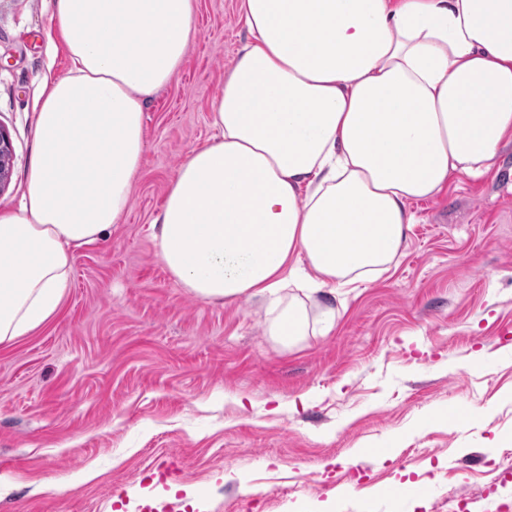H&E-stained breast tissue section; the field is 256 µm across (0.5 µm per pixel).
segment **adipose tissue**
Instances as JSON below:
<instances>
[{
	"label": "adipose tissue",
	"instance_id": "obj_1",
	"mask_svg": "<svg viewBox=\"0 0 512 512\" xmlns=\"http://www.w3.org/2000/svg\"><path fill=\"white\" fill-rule=\"evenodd\" d=\"M195 0H55L72 62L37 105L18 207L0 209V345L58 309L74 249L129 207L148 100L195 33ZM251 43L158 218V257L208 302L266 305L282 349L387 272L409 201L489 172L512 141V0H243Z\"/></svg>",
	"mask_w": 512,
	"mask_h": 512
}]
</instances>
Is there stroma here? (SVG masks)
<instances>
[{
  "instance_id": "stroma-1",
  "label": "stroma",
  "mask_w": 512,
  "mask_h": 512,
  "mask_svg": "<svg viewBox=\"0 0 512 512\" xmlns=\"http://www.w3.org/2000/svg\"><path fill=\"white\" fill-rule=\"evenodd\" d=\"M241 0H197L174 81L149 102L129 208L72 257L58 311L0 345V512H469L512 505V143L480 178L410 203L396 265L346 294L332 331L284 351L259 303L170 276L151 224L250 35ZM53 0H0V125L16 206L45 80L71 68ZM467 417L438 419L448 407ZM397 443L379 459L376 449ZM177 464L166 483L158 471ZM410 482L428 492L400 502Z\"/></svg>"
}]
</instances>
